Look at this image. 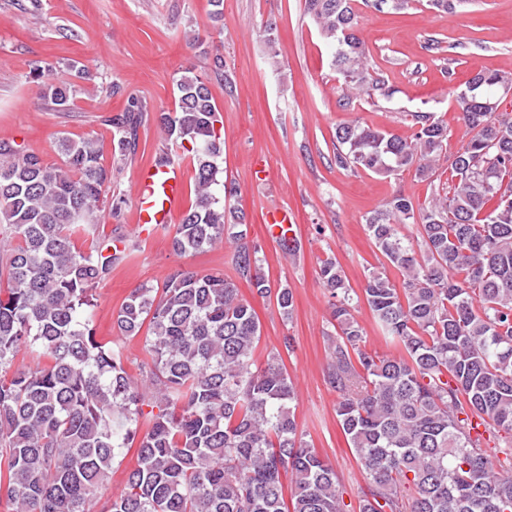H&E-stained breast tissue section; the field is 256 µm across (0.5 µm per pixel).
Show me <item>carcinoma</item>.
Returning <instances> with one entry per match:
<instances>
[{"mask_svg": "<svg viewBox=\"0 0 512 512\" xmlns=\"http://www.w3.org/2000/svg\"><path fill=\"white\" fill-rule=\"evenodd\" d=\"M334 46L341 102L386 95L358 36L352 0H305ZM30 72L39 98L69 111L85 66L51 81ZM176 106L154 121L173 143L193 145L194 201L174 227L177 254L226 242L252 293H293L260 272L238 188L220 179L218 108L208 82L187 70ZM512 75L475 73L455 98L468 140L448 152V125L407 114L409 136L358 121L336 127L333 161L383 177L447 170L451 184L414 210L396 194L365 218L401 285L372 271L362 297L398 350L367 349L354 296L337 264L320 277L335 298L328 384L338 423L368 480L358 512H512V458L494 464L481 437L512 434V114L499 111ZM147 106L128 99L104 119L113 158L134 154ZM60 162L0 140V508L3 512H344L336 471L299 429L297 393L280 353L254 368L261 335L253 307L221 272L180 267L162 285L134 289L113 315L117 335L143 336L141 378L97 336L96 289L133 251L123 234L100 237L96 213L112 205V171L92 137H61ZM419 225L416 251L398 226ZM34 367H17L21 351ZM135 449L124 487L97 497L115 461ZM289 483H284V479Z\"/></svg>", "mask_w": 512, "mask_h": 512, "instance_id": "obj_1", "label": "carcinoma"}]
</instances>
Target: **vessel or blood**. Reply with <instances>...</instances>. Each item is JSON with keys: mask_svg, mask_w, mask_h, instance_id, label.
I'll use <instances>...</instances> for the list:
<instances>
[{"mask_svg": "<svg viewBox=\"0 0 512 512\" xmlns=\"http://www.w3.org/2000/svg\"><path fill=\"white\" fill-rule=\"evenodd\" d=\"M187 166L169 162L164 166L146 165L135 173V234L143 239L152 236L163 225L172 224L187 193ZM264 222L268 233L275 238L290 235L294 224L291 210L273 207L266 211Z\"/></svg>", "mask_w": 512, "mask_h": 512, "instance_id": "b4317fda", "label": "vessel or blood"}]
</instances>
